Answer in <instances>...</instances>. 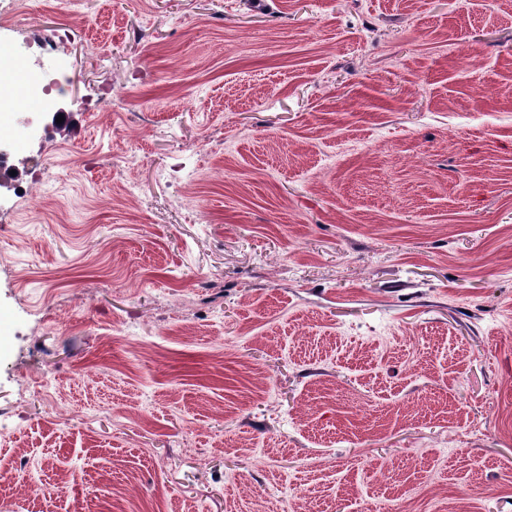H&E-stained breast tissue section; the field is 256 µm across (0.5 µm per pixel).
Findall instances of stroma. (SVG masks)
<instances>
[{
	"label": "stroma",
	"instance_id": "35a3bbf8",
	"mask_svg": "<svg viewBox=\"0 0 512 512\" xmlns=\"http://www.w3.org/2000/svg\"><path fill=\"white\" fill-rule=\"evenodd\" d=\"M17 2L0 512H512V0ZM37 91L40 89L44 92V96L41 100L45 107L52 109L55 105V101L60 98L64 91L63 83L57 78H51L48 76H41L35 81Z\"/></svg>",
	"mask_w": 512,
	"mask_h": 512
}]
</instances>
